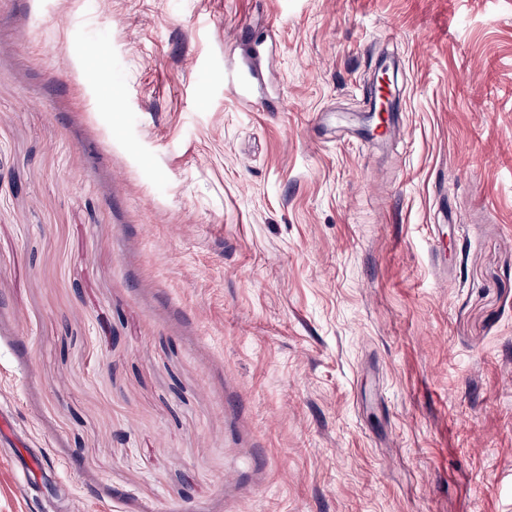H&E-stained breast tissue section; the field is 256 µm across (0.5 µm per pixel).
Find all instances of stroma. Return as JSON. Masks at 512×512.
Instances as JSON below:
<instances>
[{
	"label": "stroma",
	"mask_w": 512,
	"mask_h": 512,
	"mask_svg": "<svg viewBox=\"0 0 512 512\" xmlns=\"http://www.w3.org/2000/svg\"><path fill=\"white\" fill-rule=\"evenodd\" d=\"M0 408V512H512V0H0Z\"/></svg>",
	"instance_id": "obj_1"
}]
</instances>
